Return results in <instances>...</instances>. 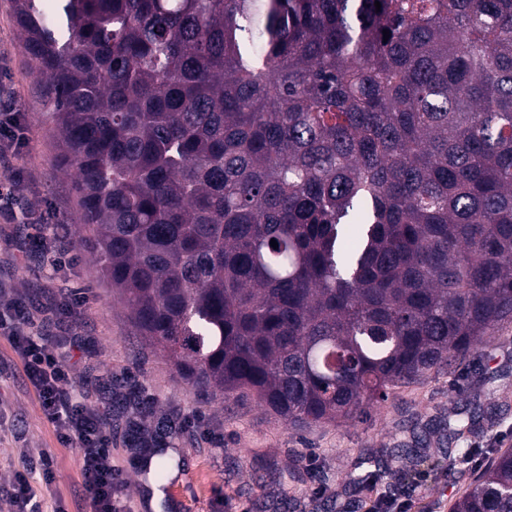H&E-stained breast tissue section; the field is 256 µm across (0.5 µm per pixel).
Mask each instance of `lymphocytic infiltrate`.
<instances>
[{
    "label": "lymphocytic infiltrate",
    "mask_w": 512,
    "mask_h": 512,
    "mask_svg": "<svg viewBox=\"0 0 512 512\" xmlns=\"http://www.w3.org/2000/svg\"><path fill=\"white\" fill-rule=\"evenodd\" d=\"M27 322L20 304L11 301L0 305V333L10 340L46 422L61 445H74L80 450L81 486L91 512H120V485L112 462L108 416L83 401L84 381L73 375L59 344L48 336L26 334ZM54 468L55 459L47 451L24 456L5 490L13 512H43L30 477L36 473L44 482H52Z\"/></svg>",
    "instance_id": "f902f5d3"
}]
</instances>
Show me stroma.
<instances>
[{"label":"stroma","mask_w":512,"mask_h":512,"mask_svg":"<svg viewBox=\"0 0 512 512\" xmlns=\"http://www.w3.org/2000/svg\"><path fill=\"white\" fill-rule=\"evenodd\" d=\"M0 83L13 87L15 109L23 115L17 152L29 172L26 205L33 215L76 227L74 175L58 160L13 0H0ZM69 257L59 277L64 287L80 289L84 316L49 322L44 310L52 294L43 259L34 252L22 256L16 225L0 219V302L19 301L31 315L32 332L65 338L68 365L87 381L85 401L109 414L112 458L129 512H146L156 489L164 494L160 512H324L328 505L334 512H368L377 495L394 488L400 495L390 512H449L492 450L512 448V326L469 362L432 373L360 419L293 428L252 398L220 403L198 397L159 350L142 347L90 253L79 246ZM477 389L492 412L471 439L467 464L449 469L447 445L434 443L419 463L393 469L376 488L362 482L372 451L409 440L411 421L424 425L464 409ZM144 423L155 429L151 447L174 451L161 482L142 466L134 433ZM42 449L57 458L55 480L48 486L36 474L31 483L44 512H51L55 499L71 503L82 496L79 450L58 444L0 335V485L10 481L21 453Z\"/></svg>","instance_id":"1"}]
</instances>
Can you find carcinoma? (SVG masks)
<instances>
[{"label": "carcinoma", "mask_w": 512, "mask_h": 512, "mask_svg": "<svg viewBox=\"0 0 512 512\" xmlns=\"http://www.w3.org/2000/svg\"><path fill=\"white\" fill-rule=\"evenodd\" d=\"M14 10L75 243L196 393L349 421L512 323V0ZM485 414L476 395L424 438ZM451 512H512L511 448Z\"/></svg>", "instance_id": "obj_1"}]
</instances>
